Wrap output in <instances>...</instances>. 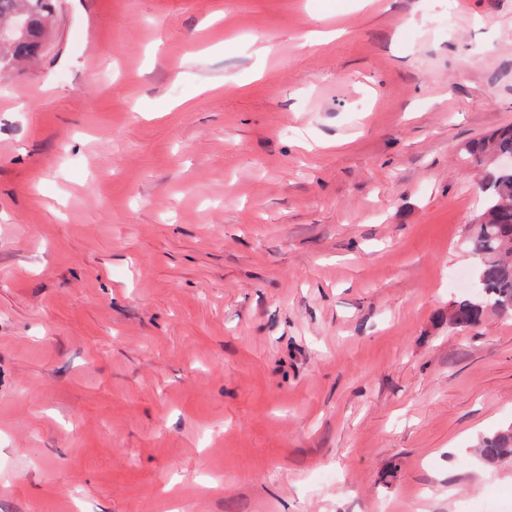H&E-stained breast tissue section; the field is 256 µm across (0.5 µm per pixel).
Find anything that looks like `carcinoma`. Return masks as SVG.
<instances>
[{
    "label": "carcinoma",
    "instance_id": "carcinoma-1",
    "mask_svg": "<svg viewBox=\"0 0 512 512\" xmlns=\"http://www.w3.org/2000/svg\"><path fill=\"white\" fill-rule=\"evenodd\" d=\"M18 17L24 27L0 39L1 73L39 58L53 36L52 0H0V25ZM465 152L486 165L482 178L485 209L468 238L479 290L457 302L450 316L460 328L476 324L488 310L512 314V169L503 170L496 164L499 155L512 154V127L466 145ZM478 452L487 466L512 457V425L483 437Z\"/></svg>",
    "mask_w": 512,
    "mask_h": 512
}]
</instances>
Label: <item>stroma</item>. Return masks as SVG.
I'll use <instances>...</instances> for the list:
<instances>
[{
    "label": "stroma",
    "mask_w": 512,
    "mask_h": 512,
    "mask_svg": "<svg viewBox=\"0 0 512 512\" xmlns=\"http://www.w3.org/2000/svg\"><path fill=\"white\" fill-rule=\"evenodd\" d=\"M509 125L512 0H58L0 82V512H512V316L450 320ZM481 461L487 466L495 465L500 459L512 457V425L502 427L484 436L478 448Z\"/></svg>",
    "instance_id": "stroma-1"
}]
</instances>
